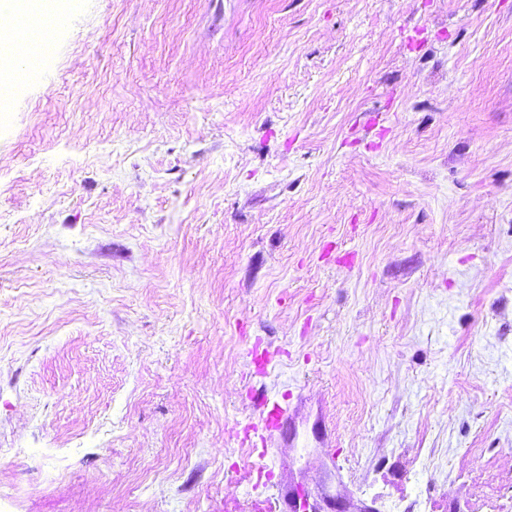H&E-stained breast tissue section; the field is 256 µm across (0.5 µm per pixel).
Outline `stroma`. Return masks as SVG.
<instances>
[{
  "instance_id": "1",
  "label": "stroma",
  "mask_w": 512,
  "mask_h": 512,
  "mask_svg": "<svg viewBox=\"0 0 512 512\" xmlns=\"http://www.w3.org/2000/svg\"><path fill=\"white\" fill-rule=\"evenodd\" d=\"M54 8L0 114V512H512V0ZM253 388L331 449L249 447Z\"/></svg>"
}]
</instances>
